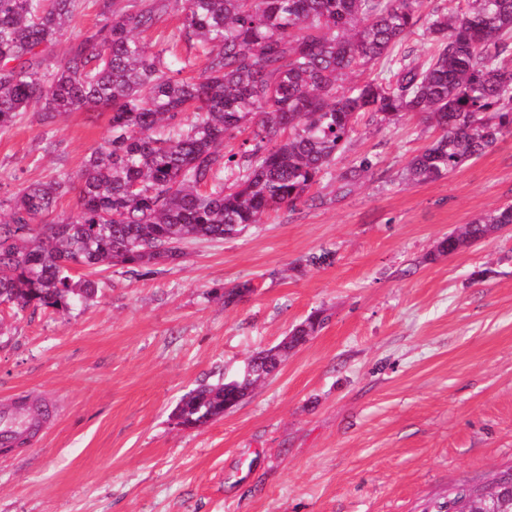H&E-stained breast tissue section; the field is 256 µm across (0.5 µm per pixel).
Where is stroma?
<instances>
[{"label":"stroma","instance_id":"stroma-1","mask_svg":"<svg viewBox=\"0 0 512 512\" xmlns=\"http://www.w3.org/2000/svg\"><path fill=\"white\" fill-rule=\"evenodd\" d=\"M436 132L360 115L310 200L231 239L189 241L151 275L93 273L95 298L0 304V408L52 403L0 455V512H430L512 469V224L442 255L459 225L512 203V135L434 181L405 177ZM105 110L0 132V203L76 173ZM328 249L331 263L310 266ZM250 283L225 306L226 288ZM323 328L224 417L179 426V399L240 372L315 313Z\"/></svg>","mask_w":512,"mask_h":512}]
</instances>
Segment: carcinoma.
Listing matches in <instances>:
<instances>
[{
  "label": "carcinoma",
  "instance_id": "obj_1",
  "mask_svg": "<svg viewBox=\"0 0 512 512\" xmlns=\"http://www.w3.org/2000/svg\"><path fill=\"white\" fill-rule=\"evenodd\" d=\"M182 4L177 45L154 51L141 34ZM425 31L434 55L418 64L396 47L420 22V0H151L135 12L100 0L101 20L46 64L82 0H0V131L37 108L107 107L110 136L77 178L27 186L0 220V303L66 307L98 293L75 269L120 265L145 276L183 256L187 240L239 235L263 215L294 208L336 160L358 115L390 122L414 112L439 135L408 164L413 182L435 180L512 135V0H448ZM380 65L375 76L352 75ZM195 114L187 123L184 115ZM246 135L238 152L224 140ZM238 169L224 187V170ZM362 162L336 175L350 190ZM74 191L76 215L36 228ZM512 224V204L444 237L439 252ZM314 315L292 331L311 336ZM231 381L185 394L177 423L224 416ZM493 512H512V471L499 478Z\"/></svg>",
  "mask_w": 512,
  "mask_h": 512
}]
</instances>
